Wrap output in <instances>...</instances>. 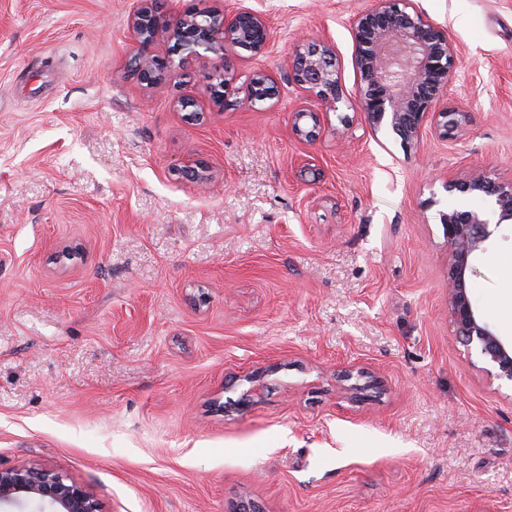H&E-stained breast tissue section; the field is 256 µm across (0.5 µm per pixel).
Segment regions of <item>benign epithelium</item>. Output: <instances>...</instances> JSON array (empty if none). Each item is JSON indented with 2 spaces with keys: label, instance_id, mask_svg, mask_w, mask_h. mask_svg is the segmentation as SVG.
Wrapping results in <instances>:
<instances>
[{
  "label": "benign epithelium",
  "instance_id": "obj_1",
  "mask_svg": "<svg viewBox=\"0 0 512 512\" xmlns=\"http://www.w3.org/2000/svg\"><path fill=\"white\" fill-rule=\"evenodd\" d=\"M129 28L136 43L132 72L148 87L160 84L171 68V61L154 54L161 42L173 41L177 50L195 57L203 51L222 54L228 47L262 55L270 46L267 18L240 2L230 10H205L178 9L167 0H139ZM349 28L360 77L353 109L372 131L387 126L407 146L419 143L429 125L443 138L455 137L468 125L469 113L440 107L460 67L457 48L448 32L414 8L412 0H368L350 18ZM287 65L303 92L291 113L292 129L313 140L321 118L309 99H317L327 112L336 109L343 94L335 46L329 41L297 45ZM232 80L227 65L209 76L215 105L225 106ZM445 187L492 203L488 211L454 208L441 214L448 248V313L455 338L477 353L488 376L512 383V343L504 342L482 319L468 289L469 278L476 274L474 257L491 235V219L497 227L512 223V181L471 170L447 180ZM0 512H100V507L89 491L49 469L28 465L0 469ZM228 512H264V507L240 496Z\"/></svg>",
  "mask_w": 512,
  "mask_h": 512
}]
</instances>
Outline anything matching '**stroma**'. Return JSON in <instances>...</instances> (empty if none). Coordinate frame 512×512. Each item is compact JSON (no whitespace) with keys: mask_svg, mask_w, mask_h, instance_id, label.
Segmentation results:
<instances>
[{"mask_svg":"<svg viewBox=\"0 0 512 512\" xmlns=\"http://www.w3.org/2000/svg\"><path fill=\"white\" fill-rule=\"evenodd\" d=\"M413 3L455 43L445 101L470 123L407 148L351 107L364 0H245L266 54L164 43L154 88L137 0H0V469L49 468L101 512H512V385L453 335L440 223L481 205L449 177L512 180V0ZM326 38L343 101L308 141L286 60ZM259 70L277 91L251 106ZM198 162L210 182L181 175ZM475 266L511 342L512 223ZM233 80L231 69L224 66V72L218 71L209 76L208 90L213 103L223 107L227 103L229 86Z\"/></svg>","mask_w":512,"mask_h":512,"instance_id":"1","label":"stroma"}]
</instances>
